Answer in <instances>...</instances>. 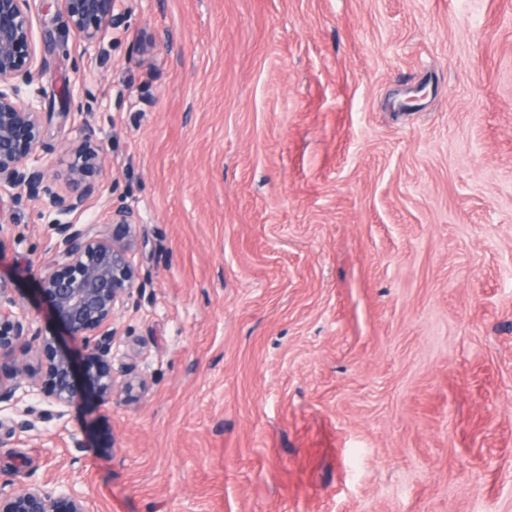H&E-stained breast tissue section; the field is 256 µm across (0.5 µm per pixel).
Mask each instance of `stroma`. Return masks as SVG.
Returning <instances> with one entry per match:
<instances>
[{
  "mask_svg": "<svg viewBox=\"0 0 512 512\" xmlns=\"http://www.w3.org/2000/svg\"><path fill=\"white\" fill-rule=\"evenodd\" d=\"M81 222L133 207L117 388L17 443L0 497L91 512H512V0H133L98 68L32 10ZM412 110L400 104L413 89ZM46 201L0 197V288L44 336ZM1 510V503H0ZM81 496L70 488L57 494L41 487L21 489L1 512H89Z\"/></svg>",
  "mask_w": 512,
  "mask_h": 512,
  "instance_id": "35a3bbf8",
  "label": "stroma"
}]
</instances>
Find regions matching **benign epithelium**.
I'll return each mask as SVG.
<instances>
[{
  "instance_id": "1",
  "label": "benign epithelium",
  "mask_w": 512,
  "mask_h": 512,
  "mask_svg": "<svg viewBox=\"0 0 512 512\" xmlns=\"http://www.w3.org/2000/svg\"><path fill=\"white\" fill-rule=\"evenodd\" d=\"M67 24L95 53L101 68L110 66L103 33L125 22L128 0H60ZM35 49L31 35L30 0H0V193L45 194L55 218L51 256L40 265L41 292L53 303L51 316L85 355L76 369L70 355L53 339L41 337L25 309L0 289V361L16 351L36 350L45 361L44 379L20 372L0 375V400L13 402L26 416L24 431L36 427L27 399L46 393L57 417L93 392L112 402L116 378L112 346L114 321L137 289L138 271L128 237L136 232L139 215L131 208L108 212L92 224H78L90 199L99 194L98 177L105 163L104 145L83 136L67 150L70 187L54 191L41 151L45 150V93L31 90ZM0 512H89L81 496L70 488L57 493L27 487Z\"/></svg>"
}]
</instances>
